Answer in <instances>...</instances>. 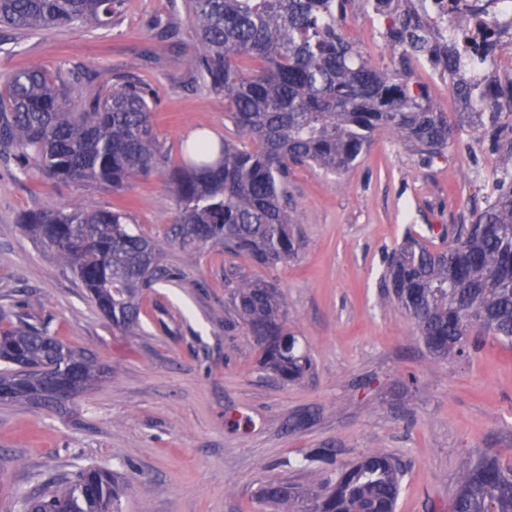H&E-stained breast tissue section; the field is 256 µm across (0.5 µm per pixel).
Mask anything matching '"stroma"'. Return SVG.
<instances>
[{
    "mask_svg": "<svg viewBox=\"0 0 512 512\" xmlns=\"http://www.w3.org/2000/svg\"><path fill=\"white\" fill-rule=\"evenodd\" d=\"M177 27L159 37L154 24ZM191 21L172 0H127L116 28L0 29V75L39 63L79 74L85 90L127 77L152 86L153 122L173 163L191 132L237 138L224 98L187 70ZM454 130L443 156L423 161L390 133L374 137L348 170L294 167L289 208L295 257L270 269L208 247L194 260L168 240L175 203L161 178L124 192L55 184L22 174L0 150V308L45 327L104 368L106 381L54 411L0 404V512L80 466L130 480L122 512H262V482L311 483L301 462L332 448L324 475L382 450L405 467L397 512H448L463 462L491 452L512 459V346L485 337L469 357L435 359L415 322L380 301V280L405 234L447 245L452 225L487 206L498 145L512 141V111L500 138L474 123L475 101L456 108L431 84ZM84 210L130 205L137 231L158 240L178 278L142 296L139 327L120 330L91 304L72 274L35 246L21 213L54 205ZM276 283L287 325L313 362L287 383L260 369L243 327L226 330L231 273Z\"/></svg>",
    "mask_w": 512,
    "mask_h": 512,
    "instance_id": "35a3bbf8",
    "label": "stroma"
}]
</instances>
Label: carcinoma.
Returning <instances> with one entry per match:
<instances>
[{
	"label": "carcinoma",
	"instance_id": "1",
	"mask_svg": "<svg viewBox=\"0 0 512 512\" xmlns=\"http://www.w3.org/2000/svg\"><path fill=\"white\" fill-rule=\"evenodd\" d=\"M125 0H0V26L23 32L62 27H114ZM192 17L188 67L224 96L225 117L241 140L205 133L172 164L152 120L155 91L137 80L87 96L60 68L41 64L0 77V147L13 149L24 172L64 184H95L114 192L138 177H163L176 204L173 241L194 258L208 246L256 267L296 254L288 212L292 164L332 171L350 168L375 135L394 133L432 160L448 148V113L428 89L405 77L427 47L423 30L391 23L386 38L397 62L383 69L362 59L335 15L352 0H184ZM436 64L456 71L454 47L432 49ZM512 102V80L486 84L480 104ZM500 180L512 178V144L502 149ZM21 224L32 239L73 268L89 300L112 325L126 330L140 314L139 294L172 273L158 242L130 228L123 210L52 206ZM383 299L409 315L438 359L463 357L478 337L512 343V192L498 194L450 243L431 248L407 234L392 251L382 278ZM227 327L243 323L261 346L260 364L285 381L312 369L286 323L278 287L240 278L228 298ZM288 340L282 347L278 338ZM1 404L26 402L59 409L56 394L70 380L87 389L102 381L94 359L27 321L0 330ZM331 448L305 457L316 468ZM403 469L382 450L363 455L333 482L295 486L265 482L258 498L270 512H396ZM126 482L84 466L25 502L33 512H118ZM449 512H512V462L484 454L463 463Z\"/></svg>",
	"mask_w": 512,
	"mask_h": 512
}]
</instances>
